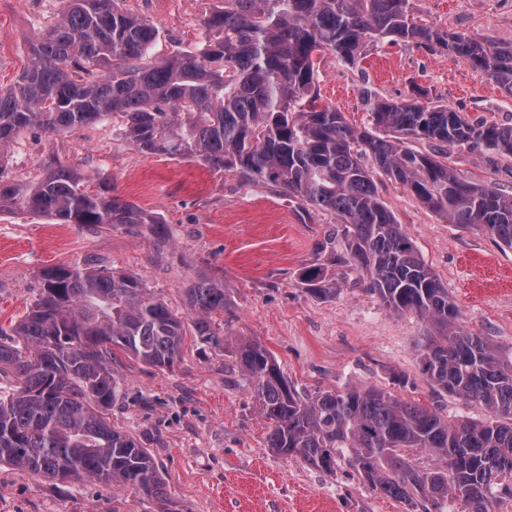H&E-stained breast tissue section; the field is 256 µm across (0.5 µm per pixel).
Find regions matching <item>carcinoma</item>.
I'll list each match as a JSON object with an SVG mask.
<instances>
[{
  "label": "carcinoma",
  "instance_id": "carcinoma-1",
  "mask_svg": "<svg viewBox=\"0 0 512 512\" xmlns=\"http://www.w3.org/2000/svg\"><path fill=\"white\" fill-rule=\"evenodd\" d=\"M120 0H68L60 21L31 47L14 87L0 92V211L20 210L57 224H100L158 244L162 219L110 194L83 187L75 170L52 162L33 181L8 178L4 150L24 131L47 134L112 120L140 151L197 159L215 172L283 188L341 219L344 252L333 261L369 275V290L395 312H413L436 333L418 345L434 390L481 405L487 422L450 421L435 406L409 403L374 388L303 395L273 354L244 339L233 352L247 377L266 445L328 474L348 464L405 512H488L512 499V361L486 339L467 334L458 309L413 240L382 201L375 171L413 192L449 223L479 226L512 248V196L462 180L408 138L441 147H485L512 156V125L473 122L446 105L378 101L383 138L350 127L318 104L314 55L330 50L355 64L365 44L387 39L442 48L512 96V44L498 46L422 24L411 0H224L202 19L197 53L154 63L158 38L148 20ZM34 305L12 328L22 342H0V463L61 482L97 480L166 500L148 449L112 426L125 396L118 354L161 372L181 359L185 339L224 344V286L198 279L184 289L178 316L132 274L57 265L40 273ZM301 280L318 298L335 288L321 267ZM426 451L432 464L414 455Z\"/></svg>",
  "mask_w": 512,
  "mask_h": 512
}]
</instances>
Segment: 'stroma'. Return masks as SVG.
Returning <instances> with one entry per match:
<instances>
[{
	"instance_id": "stroma-1",
	"label": "stroma",
	"mask_w": 512,
	"mask_h": 512,
	"mask_svg": "<svg viewBox=\"0 0 512 512\" xmlns=\"http://www.w3.org/2000/svg\"><path fill=\"white\" fill-rule=\"evenodd\" d=\"M224 0H125V9L159 31V61L203 41L201 20ZM428 24L512 44V0H412ZM66 8L65 0H0V90L27 66L30 46ZM323 104L357 129L372 126V100L444 104L470 120L512 123V97L463 60L416 44L370 43L360 62L317 55ZM11 174L32 180L58 161L84 175L87 190L108 182L112 193L161 217L170 241L122 228L56 224L0 212V328L11 329L36 300L42 269L92 266L135 274L176 310L184 288L201 277L224 284V349L186 341L182 361L160 372L124 361L126 397L112 422L148 448L165 485L158 500L95 481L55 484L0 465V512H404L373 490L345 460L335 473L266 445L267 429L231 350L236 340L260 342L299 389L375 387L412 403L434 404L451 419L479 421V404L438 395L421 373L415 343L425 322L387 309L368 289L366 273L335 264L342 225L282 189L249 182L235 171L211 172L202 162L141 152L114 138L111 122L59 135L31 129L11 145ZM448 162L469 181H491L512 195V157L456 147ZM379 194L415 242L422 259L456 303L459 321L512 359V249L485 231L449 223L412 192L378 178ZM316 264L336 285L318 298L300 282Z\"/></svg>"
}]
</instances>
